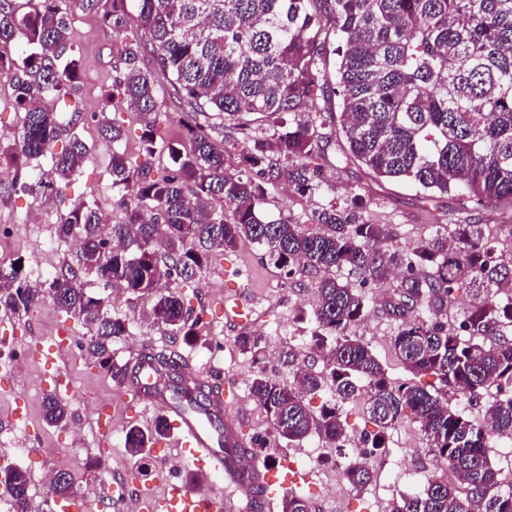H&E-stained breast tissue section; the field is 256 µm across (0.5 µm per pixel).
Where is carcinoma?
Here are the masks:
<instances>
[{
  "label": "carcinoma",
  "instance_id": "carcinoma-1",
  "mask_svg": "<svg viewBox=\"0 0 512 512\" xmlns=\"http://www.w3.org/2000/svg\"><path fill=\"white\" fill-rule=\"evenodd\" d=\"M72 0L73 9L95 12L121 44L114 62L115 87L129 106L148 117L141 140L144 161L136 168L114 152L112 190L120 194L126 222L101 232L94 203L74 204L61 218L58 239L77 240L75 264L60 268L41 287L22 267L0 269V306L20 315L49 301L86 329L85 347L112 380L126 379V366L112 358V341L131 333V322L107 312L103 299L86 292L80 280L92 275L104 288H122L153 298L152 322L198 342L203 316L187 308L179 288L210 267L215 252L248 241L265 250L277 267L302 264L321 274L315 284L313 345H329L325 375L297 368L284 384L259 368L249 389L265 410L272 436L288 447L316 434L333 445L344 442L341 404L369 390L367 413L378 431L363 439L364 450L342 469L354 487L371 482V460L385 447V433L407 415L418 419L434 456L457 476L450 483L433 477L416 493L403 495L392 512H512V482L490 460L495 440H512V261L495 253L481 224H450L448 232L411 252L393 242L386 224L373 222L361 194L308 218L323 227L268 220L260 206L266 184L282 175L301 194L320 189L315 158L332 134L346 149L344 164L363 166L375 180L400 179L423 193H459L478 204L512 200V0H134L141 26L151 40L152 66L129 34L123 0ZM20 13L14 0H0V45L23 42L21 62L0 54V77L9 82L24 112L9 150L0 161L13 169L17 192L52 194L87 161L89 149L75 133L52 155L47 171L31 161L58 141L56 113L40 105L45 97L65 99L76 82L78 64L70 44L72 13L56 0H28ZM338 38V64L326 71L325 26ZM169 81L194 114L219 112L235 120L242 137L238 170L225 167L224 148L196 121L185 124L191 147L167 145L175 168L153 175L150 158L159 132L154 113L161 80ZM333 84L338 113L311 112L308 103ZM294 119L267 136L260 120L274 126L280 115ZM106 143L122 138L121 126L104 118ZM230 211L232 221L224 219ZM344 269L339 279L334 270ZM403 270L391 313L401 320L392 338L395 354L413 375H431L432 389L394 384L370 347L348 334L366 315L355 283L384 281ZM475 287L462 333L448 331V304L463 284ZM264 337L243 333L239 351L255 356ZM164 372L172 398L201 406L205 385L178 388L182 364L175 353L146 352ZM329 384L333 401L319 413L308 396ZM495 391L477 421L449 404L448 393L479 398ZM44 417L52 426L72 419L67 402L50 396ZM161 418L153 429L132 428L125 448L132 456L168 433ZM49 484L50 496L73 494L70 472ZM11 486L12 512H30L26 472L0 471ZM272 512H312L293 491L269 503Z\"/></svg>",
  "mask_w": 512,
  "mask_h": 512
}]
</instances>
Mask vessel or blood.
<instances>
[{
	"label": "vessel or blood",
	"instance_id": "b4317fda",
	"mask_svg": "<svg viewBox=\"0 0 512 512\" xmlns=\"http://www.w3.org/2000/svg\"><path fill=\"white\" fill-rule=\"evenodd\" d=\"M64 347L62 337L38 340L30 355L45 366H54ZM130 385L123 393L127 405L149 403L163 406L166 418L176 429L178 442L198 470L213 477L221 494L203 493L169 480L170 491L156 499L139 491L128 479H121L130 499L136 500L139 512H260L266 501L299 483L303 475L288 459L264 467L258 466L247 448L236 421L224 415L225 391H213L200 408L187 409L171 403L156 380L154 368L144 360L129 365Z\"/></svg>",
	"mask_w": 512,
	"mask_h": 512
}]
</instances>
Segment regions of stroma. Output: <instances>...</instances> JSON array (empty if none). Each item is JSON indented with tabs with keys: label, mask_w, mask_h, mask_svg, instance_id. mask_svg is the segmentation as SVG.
I'll use <instances>...</instances> for the list:
<instances>
[{
	"label": "stroma",
	"mask_w": 512,
	"mask_h": 512,
	"mask_svg": "<svg viewBox=\"0 0 512 512\" xmlns=\"http://www.w3.org/2000/svg\"><path fill=\"white\" fill-rule=\"evenodd\" d=\"M71 43L78 60L76 91L62 102L47 100L45 106L66 116L79 113L75 131L88 146L89 158L69 183L59 184L57 193L22 194L0 188V225L12 227L10 236L0 238V267L22 265L24 275L32 282L45 281L73 261L75 249L59 241L57 229L61 216L75 202L85 200L99 206L106 217L103 232L125 222L126 211L112 191V155L123 154L133 164L143 159L142 118L122 99L111 103L106 100L115 76L117 40L97 14L74 11ZM188 112L173 87L162 83L157 119L163 141L157 144L151 159L155 173L173 167L168 144L189 150L185 128ZM101 114L123 128L122 139L114 145L102 140L97 120ZM338 153V145L333 144L318 157L321 187L315 193L299 195L284 177L269 183L263 215L302 223L314 211L342 205L361 188L369 195L370 217L389 225L403 248H414L451 224H482L494 238L498 254L512 257V202L478 205L456 193L426 195L401 181L376 183L357 166L338 165ZM316 280L315 272L307 268L289 272L275 267L264 258L262 248L246 241L234 252L213 254L210 270L200 275L193 287L182 290L186 304L206 308L204 341L195 345L187 344L165 326L146 321L151 299L121 289L100 288L90 277L84 284L87 291L100 293L111 315L133 322L130 335L112 343L115 362L127 363L151 348L175 352L191 365L220 371L222 379L237 384V398L227 411L240 422L241 435L248 441L271 434L272 428L250 393L252 364L238 350L235 338L243 332L264 331L267 344L260 365L281 379H288L297 366L321 371L324 362L313 353L310 342ZM394 289L390 281L361 285L366 317L352 326L349 334L368 344L391 380L399 384L412 381L413 376L399 363L392 347L400 326L389 312L390 302L396 299ZM234 306L240 307L241 314L238 323L229 326L224 311ZM62 326L74 336L83 334L79 325L48 302L23 317L0 307V365L7 363L14 368L8 380L0 381V464L27 472L31 512H105L99 499L109 495L107 483L117 474H129L131 482L158 498L167 492L164 479L169 471H178L183 477L197 475V468L173 435L148 448L141 459L130 457L125 448L128 429L152 428L162 409L143 404L135 413L125 414L122 384L94 366L81 345L72 346L58 357L60 380L56 383L49 379L42 364L30 361L27 352L36 340L55 335ZM50 396L69 402L75 419L66 427L46 423L44 401ZM18 404L23 407V417L15 420L10 412ZM102 405L111 407L114 416L112 434L106 440L98 427L97 410ZM386 441L385 448L371 462L373 481L361 489L343 480L337 449L319 436H310L295 448H268L266 454L273 461L288 458L308 473V481L296 485L295 491L313 504L315 512H390L401 496L418 491L429 478L444 475L445 469L430 452L413 417H405L388 429ZM60 469L72 474L75 486L71 501L63 507L46 495L47 475Z\"/></svg>",
	"instance_id": "stroma-1"
}]
</instances>
